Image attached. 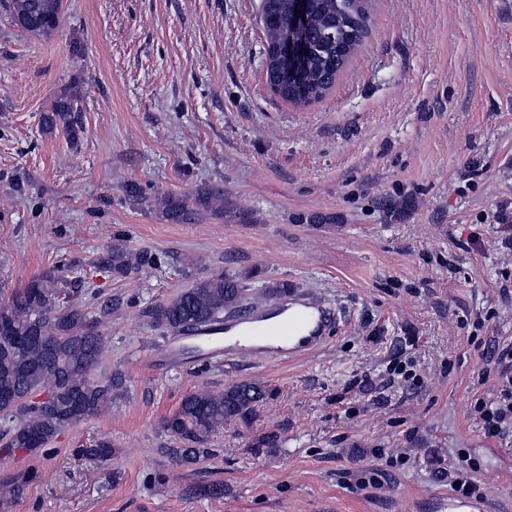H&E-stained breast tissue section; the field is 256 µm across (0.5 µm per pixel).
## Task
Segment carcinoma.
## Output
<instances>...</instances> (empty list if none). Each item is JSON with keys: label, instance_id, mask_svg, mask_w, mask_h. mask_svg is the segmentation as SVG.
<instances>
[{"label": "carcinoma", "instance_id": "1", "mask_svg": "<svg viewBox=\"0 0 512 512\" xmlns=\"http://www.w3.org/2000/svg\"><path fill=\"white\" fill-rule=\"evenodd\" d=\"M371 2L308 0L301 75L281 84L276 82L275 49L288 33L293 0H261L265 66L273 90L299 105L323 98L361 46ZM9 12L21 32L50 36L60 23L61 0H9ZM79 95L80 88L72 86L42 112V129L49 133L60 129L76 140L74 102ZM148 206L175 224L188 223L203 213L224 221L243 219V213L224 200V188L216 186L191 196H158ZM153 263L150 256H135L120 244L106 246L96 259L99 269L116 278H126ZM60 272L59 266L49 270L0 302V418L12 423L3 434L6 448L30 452L46 448L62 430L109 411L124 392L120 371L103 380L93 377L103 360L101 326L112 315V299L101 302L95 315H89L81 306L60 299L75 287ZM291 287L288 281L266 283L259 287V295L275 298L288 294ZM249 300L254 296L241 277L213 270L171 299L140 309V316L151 328L179 333L220 323L224 313L241 311ZM39 391L47 399L31 400ZM271 396L272 389L259 380L187 393L177 410L162 420V429L184 444L173 449V458L181 464L198 462L207 453L204 444L212 431L228 420L250 422ZM81 452L107 462L112 446L100 440Z\"/></svg>", "mask_w": 512, "mask_h": 512}]
</instances>
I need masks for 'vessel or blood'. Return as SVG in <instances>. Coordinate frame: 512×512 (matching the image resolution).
<instances>
[{
    "instance_id": "1",
    "label": "vessel or blood",
    "mask_w": 512,
    "mask_h": 512,
    "mask_svg": "<svg viewBox=\"0 0 512 512\" xmlns=\"http://www.w3.org/2000/svg\"><path fill=\"white\" fill-rule=\"evenodd\" d=\"M348 322L341 306L294 288L287 297L245 314H228L222 329L205 327L187 339L210 357H255L290 360L324 348L331 334ZM438 512H491L486 501L449 495Z\"/></svg>"
}]
</instances>
